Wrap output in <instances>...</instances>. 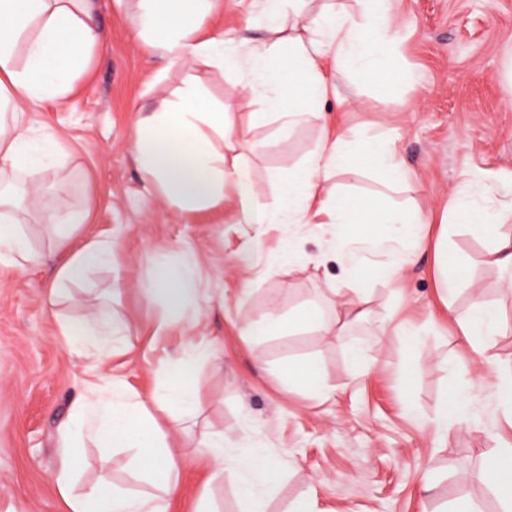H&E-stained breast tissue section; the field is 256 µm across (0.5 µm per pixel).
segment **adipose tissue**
I'll use <instances>...</instances> for the list:
<instances>
[{
  "label": "adipose tissue",
  "instance_id": "ef3b65f1",
  "mask_svg": "<svg viewBox=\"0 0 512 512\" xmlns=\"http://www.w3.org/2000/svg\"><path fill=\"white\" fill-rule=\"evenodd\" d=\"M212 0H136L139 34L172 62L187 64L204 59L221 66L246 63L248 72L242 92L261 93L265 107L275 111L285 124H295L328 96L330 79L326 58L351 61L360 68L390 79L388 52L400 39V30L388 18L393 0H371L362 22L348 20L333 10L298 19L291 14L292 0H266L262 27L266 39L258 46L235 45L220 36L201 33ZM102 42L95 19L94 0H0V182L26 176L32 192H39V177L49 170L61 152L57 143L32 146L5 108L15 96L33 106L46 99L65 96L74 72ZM230 139L231 128L224 107L215 106L199 89H187L177 100L163 102L141 118L130 140L138 167L160 187L163 195L182 211L193 212L224 198L226 161L213 137ZM369 160L380 191L350 201L337 196L333 222L338 233L328 242L343 277L336 293L344 302L331 321L309 312V323L326 334H341L360 307L353 298L359 285L371 277L364 253L385 249L390 263L382 277L398 282L411 262L416 242H400L395 225L411 231L429 223L418 210L391 205L388 189L408 179V172L394 144H378L373 150H351L345 133L318 141L310 152L302 175L289 177L275 209L250 211V224H303L313 204L321 201L330 181L345 169ZM451 210L467 218L468 231L485 240L483 263L512 269V193L501 198L477 199L470 181L456 188ZM86 212L70 211L46 218L53 249L62 262L53 286L45 296L47 309H54L68 283L82 279L99 266H111L117 243L97 236L77 237ZM38 260L16 216V204L0 191V262L18 274L27 273ZM197 266L193 257L177 267L164 269L149 284L152 294L167 303L165 323L181 321L184 308L197 301ZM505 319L502 307L475 297L457 328L474 350L478 362L495 380L502 404L512 406V369L495 365L487 350ZM89 339L80 354L103 361L110 357L124 322L112 314V305L100 303L88 315ZM212 351L202 345H187L173 364L164 392L142 398L123 376L111 374L87 386V393L73 407V422L62 433L70 455L87 446L130 449L132 471L141 487L131 490L100 480L83 494L71 492L73 470L64 467L56 478L66 512H171L178 488V457L174 452L184 433L186 417L198 413L201 402L196 390V368L209 360ZM197 447L210 449L213 463L209 482L231 478L245 512H263L265 496L280 482L279 463L261 445L253 443L224 452V435L206 432ZM481 477L496 490L507 512H512V448H499L484 455Z\"/></svg>",
  "mask_w": 512,
  "mask_h": 512
}]
</instances>
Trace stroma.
Wrapping results in <instances>:
<instances>
[{
    "label": "stroma",
    "mask_w": 512,
    "mask_h": 512,
    "mask_svg": "<svg viewBox=\"0 0 512 512\" xmlns=\"http://www.w3.org/2000/svg\"><path fill=\"white\" fill-rule=\"evenodd\" d=\"M95 5L102 46L72 91L19 115L33 141L56 139L63 159L46 172L24 216L38 263L23 275L0 264V512H65L55 483L67 456L59 432L75 401L89 382L114 371L141 395L152 393L189 337L217 353L198 371L202 410L192 430L223 432L228 452L258 441L279 460L284 477L266 496L265 512H287L310 488L320 512H448L462 499L482 512H502L479 469L482 454L512 445V408L500 404L492 377L458 336L455 320L467 314L477 292L502 305L507 320L491 353L512 364V289L505 286L512 276L482 265L486 243L468 232L464 216L445 228L440 220L462 180L481 184L487 171L512 179V0H396L403 40L392 53L394 85L348 68L323 108L288 130L263 114L254 96L241 93V69L204 60L173 64L146 46L137 35L135 0ZM264 8L265 0H215L202 28L257 45L265 33L252 20ZM190 81L216 103L229 104L234 154L252 192L186 213L139 172L127 140L138 118ZM339 118L349 140L394 139L409 180L392 196L431 214L428 240L447 230L464 282L445 305L434 252L425 248L403 282L377 277L364 283V314L343 336L302 325L269 337L254 354L242 332L265 314L290 319L314 306L330 317L340 302L332 289L341 269L324 256L335 231L327 214L310 215L305 224L259 226L245 223L242 212L274 209L284 180ZM51 210L86 211L80 235L121 243L111 269L70 284L58 305L77 327L108 296L113 312L129 322L112 359L100 366L70 352L44 308L57 265L44 224ZM288 237L299 251L292 265L279 259ZM189 253L201 271L200 316L158 328L165 301L146 297L144 286L161 265L178 264ZM401 321L419 328L416 346L381 334L383 325ZM352 346L364 350L361 365L348 355ZM307 360L317 362L334 387L330 399L286 384L284 365ZM451 382L467 389L478 422L449 426L438 442L430 423ZM180 454L172 512H191L207 472L196 463L198 449ZM102 455L92 446L82 450L74 493L102 478L134 487L131 451H114L106 465ZM427 476L434 483L428 496L421 491Z\"/></svg>",
    "instance_id": "1"
}]
</instances>
